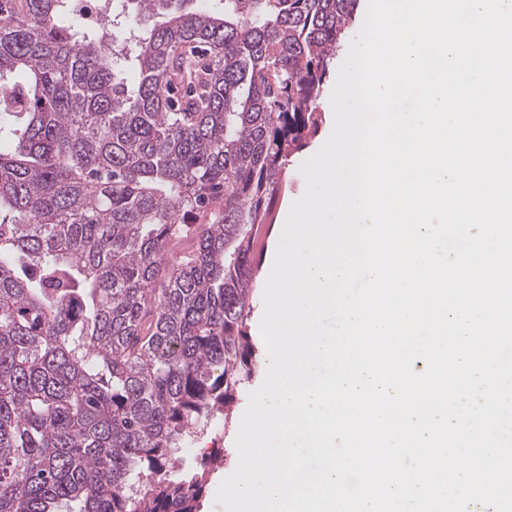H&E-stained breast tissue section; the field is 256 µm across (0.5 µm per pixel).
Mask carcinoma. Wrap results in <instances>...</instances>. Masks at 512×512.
Listing matches in <instances>:
<instances>
[{
	"label": "carcinoma",
	"instance_id": "1",
	"mask_svg": "<svg viewBox=\"0 0 512 512\" xmlns=\"http://www.w3.org/2000/svg\"><path fill=\"white\" fill-rule=\"evenodd\" d=\"M0 0V512H199L251 255L360 0Z\"/></svg>",
	"mask_w": 512,
	"mask_h": 512
}]
</instances>
